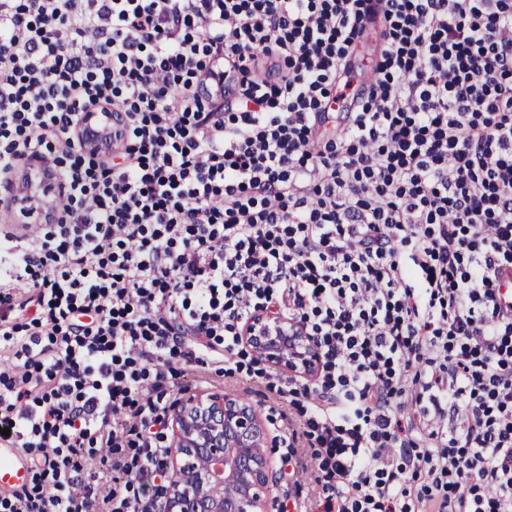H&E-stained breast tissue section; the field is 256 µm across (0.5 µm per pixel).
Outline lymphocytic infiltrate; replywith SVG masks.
Listing matches in <instances>:
<instances>
[{
	"label": "lymphocytic infiltrate",
	"instance_id": "f902f5d3",
	"mask_svg": "<svg viewBox=\"0 0 512 512\" xmlns=\"http://www.w3.org/2000/svg\"><path fill=\"white\" fill-rule=\"evenodd\" d=\"M27 160L61 218L0 232V512H148L175 360L234 374L262 315L321 350L284 461L322 512H512V0H0ZM89 113H91L92 117L87 118L84 123L81 122L79 132L84 142L85 149L87 151H92L101 146L102 140L106 134L112 135V124L115 127L122 125L120 122L122 115L118 112H112V110L110 112H105L107 113V116L106 130L104 132L91 123V121L94 123L97 120V112L92 111ZM29 463L16 448L0 447V493L23 486L29 478Z\"/></svg>",
	"mask_w": 512,
	"mask_h": 512
}]
</instances>
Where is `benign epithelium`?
<instances>
[{"label": "benign epithelium", "instance_id": "obj_1", "mask_svg": "<svg viewBox=\"0 0 512 512\" xmlns=\"http://www.w3.org/2000/svg\"><path fill=\"white\" fill-rule=\"evenodd\" d=\"M122 115L108 112L106 130L93 125L97 113L80 124L85 149L101 146ZM244 342L268 366L309 377L319 370L311 337L284 320L261 318L248 324ZM174 448L163 512H271L277 482L268 451V428L261 410L223 393H186L168 412Z\"/></svg>", "mask_w": 512, "mask_h": 512}]
</instances>
